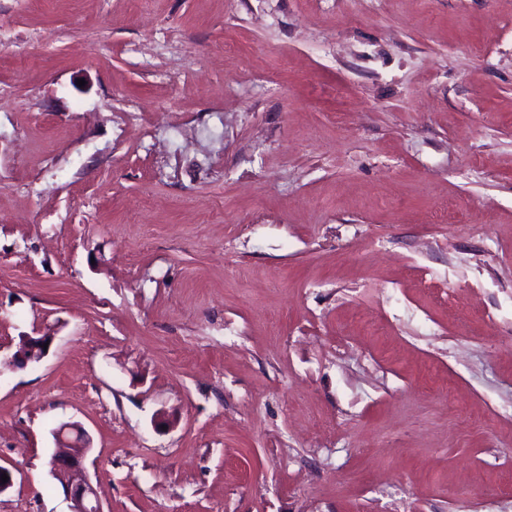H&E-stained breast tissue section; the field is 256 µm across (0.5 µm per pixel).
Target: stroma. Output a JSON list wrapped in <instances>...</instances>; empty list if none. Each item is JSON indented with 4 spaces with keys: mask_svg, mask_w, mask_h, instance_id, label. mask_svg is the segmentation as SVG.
<instances>
[{
    "mask_svg": "<svg viewBox=\"0 0 512 512\" xmlns=\"http://www.w3.org/2000/svg\"><path fill=\"white\" fill-rule=\"evenodd\" d=\"M0 512H512V0H0ZM170 425L158 428L157 413ZM53 437L59 449L47 461L49 474L60 483L72 512H104L98 489L85 470L86 448H92L88 431L79 422H65L53 431Z\"/></svg>",
    "mask_w": 512,
    "mask_h": 512,
    "instance_id": "obj_1",
    "label": "stroma"
}]
</instances>
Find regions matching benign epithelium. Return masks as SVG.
Segmentation results:
<instances>
[{"mask_svg":"<svg viewBox=\"0 0 512 512\" xmlns=\"http://www.w3.org/2000/svg\"><path fill=\"white\" fill-rule=\"evenodd\" d=\"M53 437L57 451L47 461L49 474L60 483L72 512H104L98 489L85 470L87 448L92 445L88 431L79 422H65Z\"/></svg>","mask_w":512,"mask_h":512,"instance_id":"1","label":"benign epithelium"}]
</instances>
